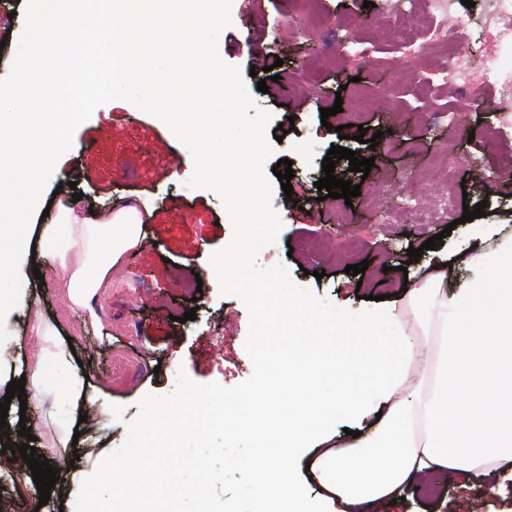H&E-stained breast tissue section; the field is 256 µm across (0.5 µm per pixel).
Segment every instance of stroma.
<instances>
[{
  "mask_svg": "<svg viewBox=\"0 0 512 512\" xmlns=\"http://www.w3.org/2000/svg\"><path fill=\"white\" fill-rule=\"evenodd\" d=\"M363 2L318 0L313 31L302 19V0H233L232 23L218 45L221 58L243 70L252 52L278 55L283 64L274 95L258 91L254 77H246L245 84L257 108L274 121L286 115L294 119V130L273 145L275 159L292 162L293 191L287 195L274 186L272 204L282 230L256 262L263 268L284 264L297 285L346 310L364 307L366 296L398 294L404 284L420 282L433 256L409 262V247L440 233L445 250L461 252L478 244L483 224L512 225V180L484 192L465 164L472 155L493 166L512 162V138L488 136L495 103L512 102V51L500 50L501 78L477 104L428 68L424 32L416 34L418 52L404 55L381 26L385 0H374L368 9ZM475 2L459 9L467 26L458 43L481 61L491 48L488 20L498 0ZM24 8L23 0H0V38L6 40L0 65L13 63ZM382 91L390 98L375 108L356 112L346 106L329 119L321 117L336 100L348 103L355 93ZM451 111L464 113L465 124L449 127ZM74 140L78 151L60 158L43 201L72 181L83 194L82 206L106 211L134 202L145 211L144 244L126 253L121 270L98 289L90 312L69 302L68 276L59 259H42L36 269L23 260L22 299L7 318L9 338L0 345V399L9 382L32 376L38 366L40 342L33 325L40 317L60 320L62 335L70 337L81 361L77 372L99 404L88 409L77 444L65 446L61 439L72 422L66 399L48 392L40 405L25 409L12 399L7 417L12 446L24 444L19 431L29 426L38 453L57 468L58 480L43 505L35 483H21L14 468L0 463V512H75L83 480L125 442L126 423L145 395L172 393L182 372L195 382L225 387L253 372L244 350L247 308L239 298L221 295L210 265L212 253L230 242L232 226L217 193L189 186L190 151L159 118L120 99L97 108ZM335 143L374 160L369 177L352 174L360 194L349 203L320 199L316 187L322 161ZM418 172L431 178L436 193L447 176L464 185L467 204L485 203L483 219L462 222L464 206L458 205L428 224L403 210L394 223H381L380 210L388 203L382 182L398 189ZM313 238L322 241V249H302V242ZM340 242L347 248L339 253ZM362 263L365 273L346 274V266ZM191 309L195 320H185ZM473 500L482 512H512V481L498 486L472 472L448 479L446 494L411 487L403 501L381 504L377 512H467Z\"/></svg>",
  "mask_w": 512,
  "mask_h": 512,
  "instance_id": "stroma-1",
  "label": "stroma"
}]
</instances>
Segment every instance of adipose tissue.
Segmentation results:
<instances>
[{"instance_id": "ef3b65f1", "label": "adipose tissue", "mask_w": 512, "mask_h": 512, "mask_svg": "<svg viewBox=\"0 0 512 512\" xmlns=\"http://www.w3.org/2000/svg\"><path fill=\"white\" fill-rule=\"evenodd\" d=\"M142 222L130 204L109 213L59 205L42 240L48 251L80 257L69 277L72 304L91 307L101 283L140 246ZM460 268L466 277L453 279ZM407 313L420 317V330L406 328ZM288 317L294 329H307L313 349L295 363L296 379L314 383L304 393L296 379L274 390L259 384L225 417L229 429L249 418L253 404L288 402L272 426L257 425L252 495L233 512H374L421 475H494L512 465V235L439 257L401 298L343 316L292 298ZM33 329L54 377L49 387L79 405L84 381L58 330L39 321ZM361 346L371 353L367 370L353 354ZM369 417L375 423L367 435L336 442L337 419ZM305 461L309 478H294L292 465ZM312 482L322 495H310Z\"/></svg>"}]
</instances>
